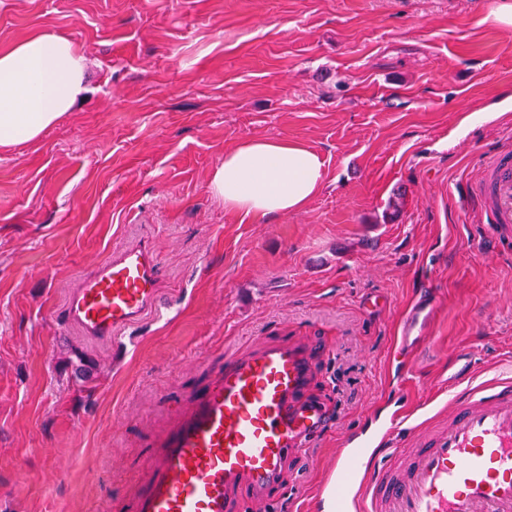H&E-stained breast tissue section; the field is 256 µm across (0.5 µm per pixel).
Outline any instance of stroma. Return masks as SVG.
Wrapping results in <instances>:
<instances>
[{
    "label": "stroma",
    "instance_id": "35a3bbf8",
    "mask_svg": "<svg viewBox=\"0 0 512 512\" xmlns=\"http://www.w3.org/2000/svg\"><path fill=\"white\" fill-rule=\"evenodd\" d=\"M499 0H0V51L40 30L89 58L79 107L0 152V512H125L183 407L257 345L307 344L333 426L267 512H316L343 438L391 392L425 426L441 376L512 373V237L467 197L512 141ZM265 137L323 159L302 211L253 224L208 188ZM146 241L159 312L114 343L59 332L67 292ZM429 340L395 376L422 289Z\"/></svg>",
    "mask_w": 512,
    "mask_h": 512
}]
</instances>
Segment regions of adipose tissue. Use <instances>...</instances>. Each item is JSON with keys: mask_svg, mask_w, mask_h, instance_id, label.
Listing matches in <instances>:
<instances>
[{"mask_svg": "<svg viewBox=\"0 0 512 512\" xmlns=\"http://www.w3.org/2000/svg\"><path fill=\"white\" fill-rule=\"evenodd\" d=\"M88 60L67 37L38 31L0 51V148L32 142L87 91ZM324 162L302 144L249 138L225 151L209 190L225 213L261 223L304 210L323 187Z\"/></svg>", "mask_w": 512, "mask_h": 512, "instance_id": "ef3b65f1", "label": "adipose tissue"}]
</instances>
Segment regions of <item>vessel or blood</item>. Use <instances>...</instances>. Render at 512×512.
Here are the masks:
<instances>
[{"mask_svg": "<svg viewBox=\"0 0 512 512\" xmlns=\"http://www.w3.org/2000/svg\"><path fill=\"white\" fill-rule=\"evenodd\" d=\"M493 223L512 225V152L497 154L473 188ZM159 271L137 242L79 278L62 310L65 330L112 342L155 314ZM434 312L431 290L408 311L399 344L422 349ZM308 361L297 345H259L228 357L224 370L168 432L153 479L132 512H227L245 486L251 503L278 493L282 465L325 433L332 415L306 400ZM455 410L447 427L423 434L412 414L378 417L347 437L321 488L316 512H512V378L464 390L440 380Z\"/></svg>", "mask_w": 512, "mask_h": 512, "instance_id": "b4317fda", "label": "vessel or blood"}]
</instances>
